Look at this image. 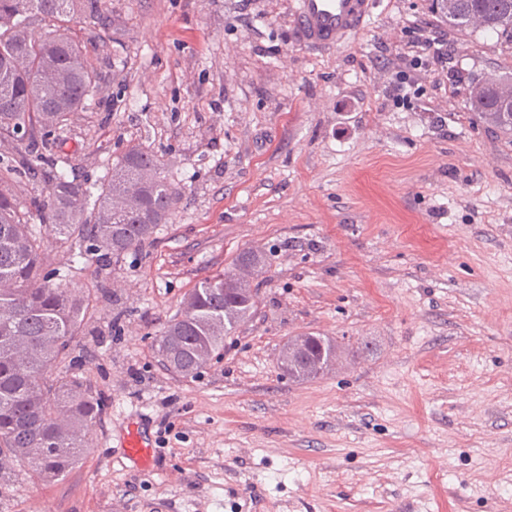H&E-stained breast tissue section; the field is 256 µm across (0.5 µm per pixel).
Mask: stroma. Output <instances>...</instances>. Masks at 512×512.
<instances>
[{
	"label": "stroma",
	"mask_w": 512,
	"mask_h": 512,
	"mask_svg": "<svg viewBox=\"0 0 512 512\" xmlns=\"http://www.w3.org/2000/svg\"><path fill=\"white\" fill-rule=\"evenodd\" d=\"M73 35L98 93L59 168L96 184L126 146L164 159L180 200L104 266L51 251L94 297L74 369L103 402L64 480L15 482L0 512H512V134L472 112V79L512 69L496 34L455 36L452 98L394 101L380 69L431 0H380L338 48L300 45L290 0H106ZM447 101L444 112L428 102ZM266 255L252 317L200 378L154 344L186 293ZM345 348L288 378V338ZM149 467L120 454L128 416Z\"/></svg>",
	"instance_id": "1"
}]
</instances>
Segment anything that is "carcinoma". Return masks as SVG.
Wrapping results in <instances>:
<instances>
[{
	"mask_svg": "<svg viewBox=\"0 0 512 512\" xmlns=\"http://www.w3.org/2000/svg\"><path fill=\"white\" fill-rule=\"evenodd\" d=\"M450 29L485 30L512 45V0H435ZM103 0H0V498L24 473L45 482L65 478L83 459L102 404L90 381L64 369L73 360L92 307L83 288L51 282L46 243L85 247L97 259H120L151 238L175 211L180 192L164 161L138 145L112 162L97 185L57 174L67 154L56 135L98 89L83 48L65 23L102 38ZM470 110L512 130V72L470 89ZM48 195L21 206L16 189L35 174ZM38 215L40 224L31 223ZM259 249L200 282L156 340L164 368L197 378L224 354V337L256 309L252 281L265 266ZM339 344L294 336L281 354L288 377L315 379L337 365Z\"/></svg>",
	"mask_w": 512,
	"mask_h": 512,
	"instance_id": "obj_1",
	"label": "carcinoma"
}]
</instances>
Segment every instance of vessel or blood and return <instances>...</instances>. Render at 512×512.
I'll return each mask as SVG.
<instances>
[{
	"instance_id": "b4317fda",
	"label": "vessel or blood",
	"mask_w": 512,
	"mask_h": 512,
	"mask_svg": "<svg viewBox=\"0 0 512 512\" xmlns=\"http://www.w3.org/2000/svg\"><path fill=\"white\" fill-rule=\"evenodd\" d=\"M299 42L315 51L334 49L368 26L375 0H293ZM121 454L135 467L149 465L152 445L142 427L128 422L120 436Z\"/></svg>"
}]
</instances>
